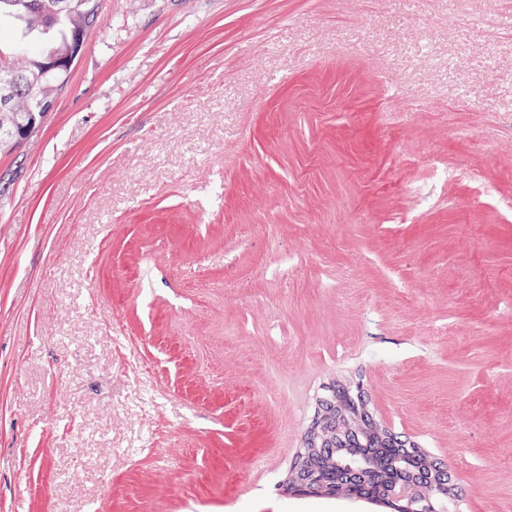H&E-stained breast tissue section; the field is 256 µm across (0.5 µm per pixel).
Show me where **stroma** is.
<instances>
[{
  "label": "stroma",
  "mask_w": 512,
  "mask_h": 512,
  "mask_svg": "<svg viewBox=\"0 0 512 512\" xmlns=\"http://www.w3.org/2000/svg\"><path fill=\"white\" fill-rule=\"evenodd\" d=\"M100 0L0 155V512L281 496L323 388L512 512V0Z\"/></svg>",
  "instance_id": "35a3bbf8"
}]
</instances>
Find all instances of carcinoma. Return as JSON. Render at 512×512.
<instances>
[{
    "label": "carcinoma",
    "instance_id": "carcinoma-1",
    "mask_svg": "<svg viewBox=\"0 0 512 512\" xmlns=\"http://www.w3.org/2000/svg\"><path fill=\"white\" fill-rule=\"evenodd\" d=\"M97 0H0V152L31 136L67 88L87 34L100 23ZM370 461L362 470L354 460ZM445 465L413 440L375 421L365 393L332 385L317 408L279 489L286 494L364 500L380 512H419L397 496L407 483L422 487L427 512H454L453 487L442 492Z\"/></svg>",
    "mask_w": 512,
    "mask_h": 512
}]
</instances>
